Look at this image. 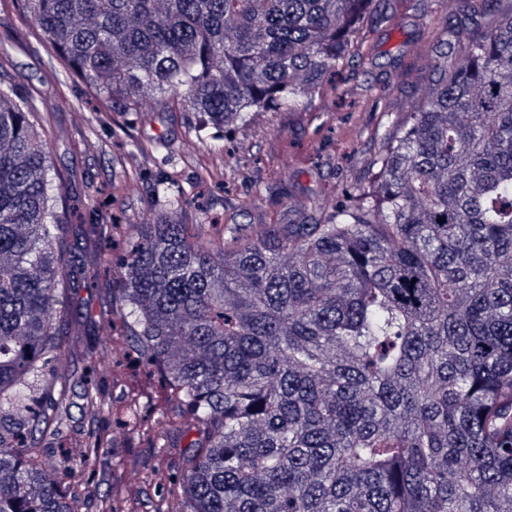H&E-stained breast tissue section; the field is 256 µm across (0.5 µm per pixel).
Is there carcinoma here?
I'll return each instance as SVG.
<instances>
[{"label":"carcinoma","instance_id":"cac0c4a2","mask_svg":"<svg viewBox=\"0 0 512 512\" xmlns=\"http://www.w3.org/2000/svg\"><path fill=\"white\" fill-rule=\"evenodd\" d=\"M25 2L118 110L167 93L222 132L312 94L374 0ZM443 2L428 85L350 204L208 239L160 183L168 208L112 257V347L171 389L148 422L113 381L128 435L191 437L150 512H512V15L450 55L495 0ZM15 85L0 73V512H80L74 470L36 455L70 386L101 404L65 365L61 179Z\"/></svg>","mask_w":512,"mask_h":512}]
</instances>
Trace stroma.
Returning <instances> with one entry per match:
<instances>
[{"mask_svg": "<svg viewBox=\"0 0 512 512\" xmlns=\"http://www.w3.org/2000/svg\"><path fill=\"white\" fill-rule=\"evenodd\" d=\"M420 13L433 26H419ZM445 16L442 0H422L415 11L409 0H376L344 75L357 94L342 96L344 77H331L295 109L259 112L225 132L217 153L210 137L198 133V113L176 98L164 106L150 101L135 111L114 110L70 69L27 16L24 0H0V72L14 76L18 96L39 108L36 119L62 179L59 202L71 226L66 261L94 270L67 292L69 345L78 369L99 381L102 411L92 424L72 407L67 435L44 445L80 471L75 491L85 512H97L102 496L126 489L141 500L155 499L189 442L171 432L154 447L140 448L123 441L116 424L113 375L144 379L154 392H169L160 376L146 375L133 358L109 351L111 334L101 323L109 315L102 288L112 276L106 259L125 249L127 225L163 211L154 193L161 182L180 201V223L237 224L246 235L263 224L300 223L301 210L324 199L346 202L348 189L364 186L380 149L383 112L409 111L427 83ZM368 87L380 99L379 110L363 105L361 91ZM88 224L103 225V233H85ZM89 429L101 445L87 455L75 441Z\"/></svg>", "mask_w": 512, "mask_h": 512, "instance_id": "obj_1", "label": "stroma"}]
</instances>
